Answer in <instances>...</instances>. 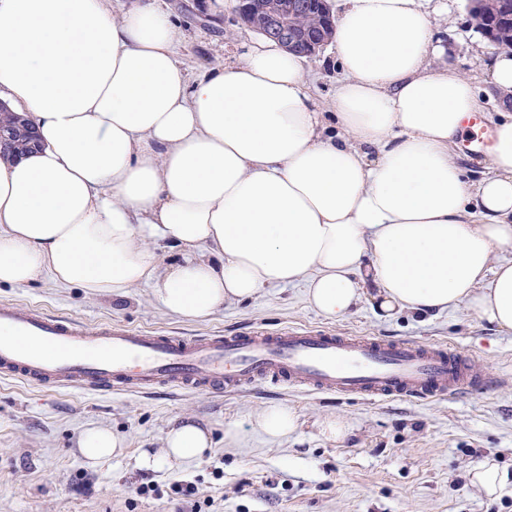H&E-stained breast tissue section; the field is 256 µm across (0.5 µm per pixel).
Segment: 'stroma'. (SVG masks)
Here are the masks:
<instances>
[{"mask_svg": "<svg viewBox=\"0 0 512 512\" xmlns=\"http://www.w3.org/2000/svg\"><path fill=\"white\" fill-rule=\"evenodd\" d=\"M164 2L186 32L177 57L189 74L235 61L249 30L235 23L234 12H225L217 30L207 19V0ZM434 28L449 68L484 85V63L495 49L482 43L466 0L450 19L435 18ZM0 301L89 325L109 321L182 336L250 326H331L356 336L445 344L470 355L493 384L482 396L418 402L309 393L274 380L222 396L177 388L104 396L0 377V512H189L172 489L176 481L193 483L210 498L207 512H512L511 493L488 499L467 478L486 461L512 472V334L496 332L465 309L386 319L366 306L333 324L309 307L304 288L286 286L195 321L166 314L145 286L121 297H91L46 279L0 285ZM274 402L300 417L289 439H268L253 423ZM326 415L346 423L343 440L319 435L316 422ZM183 416L211 430L213 448L187 465L141 468L142 455L158 452L168 428ZM228 423L238 427L237 444L224 441ZM93 424L124 437L122 458L94 468L81 461L77 439ZM149 482L159 485L160 495L139 494Z\"/></svg>", "mask_w": 512, "mask_h": 512, "instance_id": "obj_1", "label": "stroma"}]
</instances>
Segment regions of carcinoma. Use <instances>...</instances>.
I'll list each match as a JSON object with an SVG mask.
<instances>
[{
  "mask_svg": "<svg viewBox=\"0 0 512 512\" xmlns=\"http://www.w3.org/2000/svg\"><path fill=\"white\" fill-rule=\"evenodd\" d=\"M304 7L296 9L292 0H239L245 5L249 21L255 26H266L270 16L277 14L288 23V28L310 39L332 35L333 17L325 0H303ZM471 8L476 29L490 42L512 50V0H475Z\"/></svg>",
  "mask_w": 512,
  "mask_h": 512,
  "instance_id": "obj_1",
  "label": "carcinoma"
}]
</instances>
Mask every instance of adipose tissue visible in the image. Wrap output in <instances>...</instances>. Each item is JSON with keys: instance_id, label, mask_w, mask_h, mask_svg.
Listing matches in <instances>:
<instances>
[{"instance_id": "ef3b65f1", "label": "adipose tissue", "mask_w": 512, "mask_h": 512, "mask_svg": "<svg viewBox=\"0 0 512 512\" xmlns=\"http://www.w3.org/2000/svg\"><path fill=\"white\" fill-rule=\"evenodd\" d=\"M336 7L342 76L326 103L301 57L258 33L191 78L156 0H0V101L41 140L0 161V284L46 277L94 297L145 284L189 320L300 284L331 321L365 303L387 318L462 307L512 333V111L468 181L458 138L481 96L439 64L432 18L447 4ZM212 446L185 417L140 464ZM77 448L96 467L124 441L94 425Z\"/></svg>"}]
</instances>
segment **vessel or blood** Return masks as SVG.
Instances as JSON below:
<instances>
[{
	"label": "vessel or blood",
	"instance_id": "obj_1",
	"mask_svg": "<svg viewBox=\"0 0 512 512\" xmlns=\"http://www.w3.org/2000/svg\"><path fill=\"white\" fill-rule=\"evenodd\" d=\"M0 374L104 393L166 386L243 393L274 379L307 391L424 401L491 388L468 356L412 340L259 328L169 336L124 325L89 327L6 301L0 302Z\"/></svg>",
	"mask_w": 512,
	"mask_h": 512
}]
</instances>
